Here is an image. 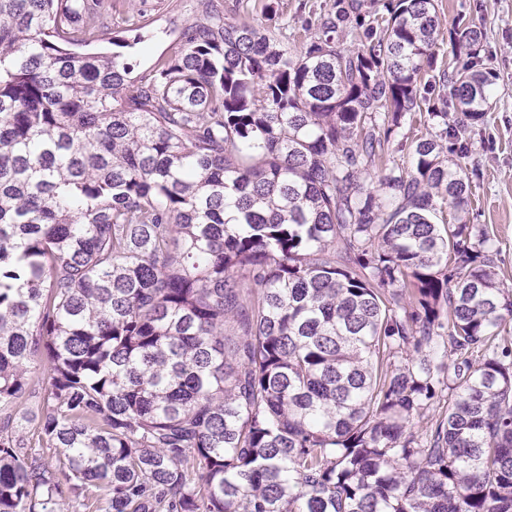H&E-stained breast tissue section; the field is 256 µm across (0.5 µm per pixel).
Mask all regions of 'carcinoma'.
I'll use <instances>...</instances> for the list:
<instances>
[{
    "label": "carcinoma",
    "instance_id": "cac0c4a2",
    "mask_svg": "<svg viewBox=\"0 0 512 512\" xmlns=\"http://www.w3.org/2000/svg\"><path fill=\"white\" fill-rule=\"evenodd\" d=\"M111 10L0 0V412L47 380L0 512H512L483 28L442 68L437 0H333L300 51L209 12L137 86L76 51ZM419 133L416 131V129H412V127L409 126V124L403 125L399 130L398 134L395 138V141L393 144H389L388 152L389 156L396 160L397 163H405L409 164V161L411 160L412 150H413V140L415 138V135ZM420 135V133H419ZM398 142L403 144L402 151L398 152L397 150V144Z\"/></svg>",
    "mask_w": 512,
    "mask_h": 512
}]
</instances>
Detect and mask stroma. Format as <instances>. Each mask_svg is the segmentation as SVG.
Listing matches in <instances>:
<instances>
[{
  "label": "stroma",
  "instance_id": "stroma-1",
  "mask_svg": "<svg viewBox=\"0 0 512 512\" xmlns=\"http://www.w3.org/2000/svg\"><path fill=\"white\" fill-rule=\"evenodd\" d=\"M332 0H279L280 13L269 26L281 31L285 44L301 49L314 39L321 12ZM442 30L458 18L481 24L485 39L481 57L497 73L494 106L470 134L472 152L463 164L478 170L473 180L470 221L492 235L491 251L506 287H512V0H438ZM202 0H112L106 21L110 35L129 23L143 25L146 40L124 48L135 62L134 78L149 77L158 61L170 57L188 21L202 17Z\"/></svg>",
  "mask_w": 512,
  "mask_h": 512
}]
</instances>
